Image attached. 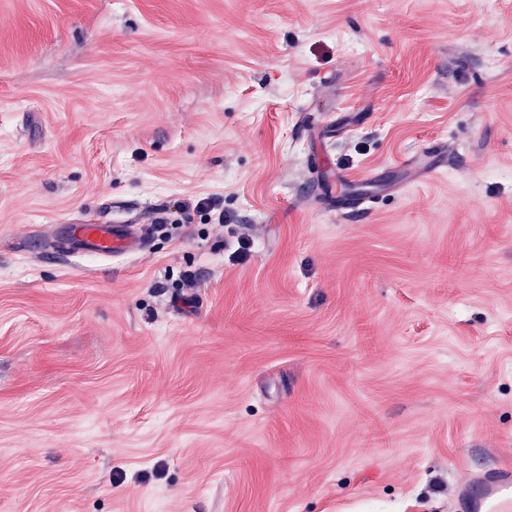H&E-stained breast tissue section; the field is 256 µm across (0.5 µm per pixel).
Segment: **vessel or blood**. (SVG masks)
<instances>
[{
  "label": "vessel or blood",
  "mask_w": 512,
  "mask_h": 512,
  "mask_svg": "<svg viewBox=\"0 0 512 512\" xmlns=\"http://www.w3.org/2000/svg\"><path fill=\"white\" fill-rule=\"evenodd\" d=\"M447 158V148L435 145L405 159L403 167L411 180L419 181L433 177ZM146 241L147 232L138 224H75L65 246L87 256H109L142 250ZM459 499L466 512H512V469L494 468L472 478L460 489Z\"/></svg>",
  "instance_id": "1"
}]
</instances>
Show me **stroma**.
<instances>
[{
  "label": "stroma",
  "instance_id": "35a3bbf8",
  "mask_svg": "<svg viewBox=\"0 0 512 512\" xmlns=\"http://www.w3.org/2000/svg\"><path fill=\"white\" fill-rule=\"evenodd\" d=\"M498 464L512 0H0V512H455ZM435 158L439 159L437 164L433 163ZM444 160H448V149L435 145L427 152L405 159L402 166L409 173L411 181H419L433 177L444 166ZM147 232L139 224H72L66 249L85 256H110L144 249Z\"/></svg>",
  "mask_w": 512,
  "mask_h": 512
}]
</instances>
